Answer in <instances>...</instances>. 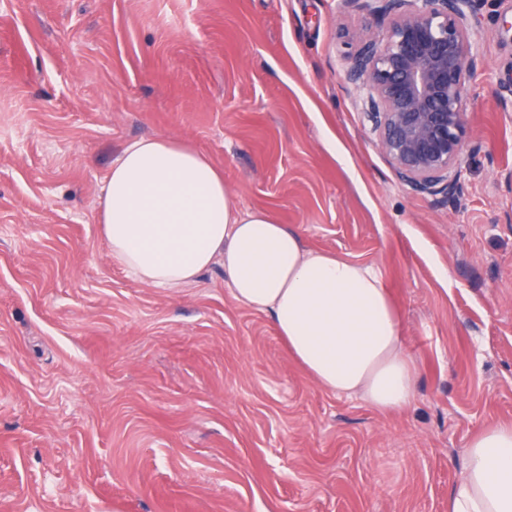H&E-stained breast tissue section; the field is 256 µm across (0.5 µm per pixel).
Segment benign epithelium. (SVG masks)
Here are the masks:
<instances>
[{
  "label": "benign epithelium",
  "mask_w": 512,
  "mask_h": 512,
  "mask_svg": "<svg viewBox=\"0 0 512 512\" xmlns=\"http://www.w3.org/2000/svg\"><path fill=\"white\" fill-rule=\"evenodd\" d=\"M379 34H362L347 77L366 93L371 131L398 178L451 195L467 136L466 87L483 65L471 16L477 0H345Z\"/></svg>",
  "instance_id": "1"
}]
</instances>
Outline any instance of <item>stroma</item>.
<instances>
[{"label": "stroma", "instance_id": "obj_1", "mask_svg": "<svg viewBox=\"0 0 512 512\" xmlns=\"http://www.w3.org/2000/svg\"><path fill=\"white\" fill-rule=\"evenodd\" d=\"M458 194L396 175L346 76L342 0H0V512H448L512 425V0H480ZM173 137L242 211L379 268L406 408L325 391L220 267L142 286L97 222L112 161Z\"/></svg>", "mask_w": 512, "mask_h": 512}]
</instances>
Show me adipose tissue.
I'll use <instances>...</instances> for the list:
<instances>
[{
    "label": "adipose tissue",
    "mask_w": 512,
    "mask_h": 512,
    "mask_svg": "<svg viewBox=\"0 0 512 512\" xmlns=\"http://www.w3.org/2000/svg\"><path fill=\"white\" fill-rule=\"evenodd\" d=\"M98 222L113 259L145 287L179 288L221 265L234 298L271 317L323 389L383 412L412 401L415 363L381 271L305 247L265 211H241L223 170L190 145L165 137L126 145L106 177ZM448 512H512V425L471 438Z\"/></svg>",
    "instance_id": "obj_1"
}]
</instances>
